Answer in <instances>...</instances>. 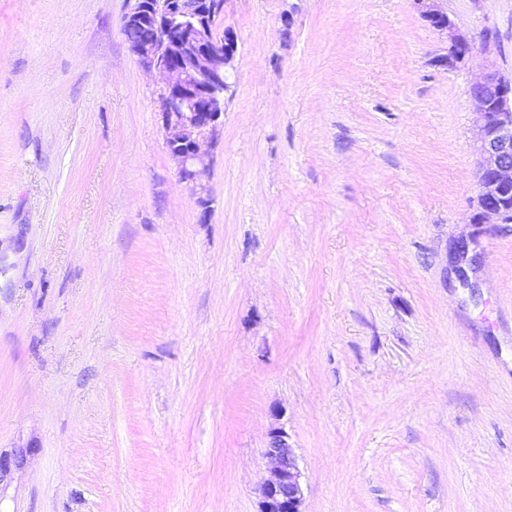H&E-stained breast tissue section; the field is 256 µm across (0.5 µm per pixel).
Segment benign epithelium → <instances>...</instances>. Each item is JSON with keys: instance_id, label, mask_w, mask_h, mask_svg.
<instances>
[{"instance_id": "obj_1", "label": "benign epithelium", "mask_w": 512, "mask_h": 512, "mask_svg": "<svg viewBox=\"0 0 512 512\" xmlns=\"http://www.w3.org/2000/svg\"><path fill=\"white\" fill-rule=\"evenodd\" d=\"M226 0H133L124 23H150L156 37L130 47L139 65L161 80L158 103L165 144L177 165L180 182L191 188L196 205L207 216L211 198L199 177L210 164L224 131V92L237 51V38L215 34L214 22ZM420 14L447 39L439 63L450 69L466 64L475 49L440 5L416 0ZM475 108L478 155L475 225L512 223V75L489 64L470 87ZM265 456L273 467L260 486L261 512H302V473L288 432L268 433Z\"/></svg>"}]
</instances>
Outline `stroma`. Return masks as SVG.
<instances>
[{
  "instance_id": "1",
  "label": "stroma",
  "mask_w": 512,
  "mask_h": 512,
  "mask_svg": "<svg viewBox=\"0 0 512 512\" xmlns=\"http://www.w3.org/2000/svg\"><path fill=\"white\" fill-rule=\"evenodd\" d=\"M442 6L491 53L441 66L415 0H227L204 221L129 0H0V512H259L279 421L305 512H512L469 95L512 0Z\"/></svg>"
}]
</instances>
